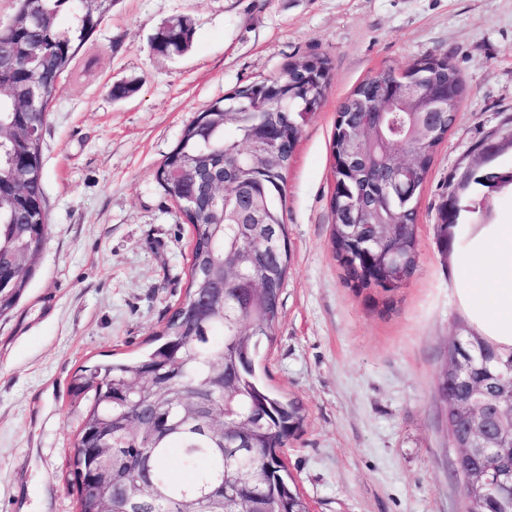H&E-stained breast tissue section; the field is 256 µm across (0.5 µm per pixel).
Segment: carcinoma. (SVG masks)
I'll return each mask as SVG.
<instances>
[{
  "mask_svg": "<svg viewBox=\"0 0 512 512\" xmlns=\"http://www.w3.org/2000/svg\"><path fill=\"white\" fill-rule=\"evenodd\" d=\"M28 12L36 20L28 30L15 21ZM104 6L82 0H17L13 20L0 25V85L9 95L0 97V179L21 174L30 196L22 209L6 191L0 190V258L16 251H32L46 244L47 213L43 189V131L48 109L57 94V78L72 70L82 46L105 20ZM193 27L184 17L162 24L151 42L153 52L179 56L191 47ZM407 76L435 74L448 84L463 82L448 56L424 54L406 70ZM332 79L330 62L316 58L300 69L287 63L279 75L245 86L211 103L189 122L177 146L160 164L156 177L165 194L174 201L187 192L188 172L212 157L224 159L232 170L233 199L226 208L200 205L184 213L192 229V252L185 298L164 319L154 346L127 362L86 366L74 377L73 393L93 392L72 454V470L78 486V512H99L104 496L112 506L122 505L127 488H143L136 498L137 512H210V499L234 483L237 496L222 505L223 512H309V506L280 455L303 426L305 414L295 399L282 397L266 386L259 373L260 346L271 341L281 313V295L288 276V228L284 213L286 175L299 141L298 129L318 110ZM373 79L362 81L342 102L340 111L348 121L335 126L331 141L332 174L335 181L331 206L334 223L331 246L345 272V281L360 293L378 285L384 304L406 285L418 270L417 199L427 180L434 148L415 133L407 139L410 167L399 189L386 190L379 177L382 167L396 159L395 142L402 139L384 129H372L374 113L358 110V99L375 100L379 89ZM35 92L37 108L30 112L33 133L23 141L8 137L13 110ZM369 128L363 163L347 161L342 142L356 130ZM270 135L280 145V155L269 168L255 167L243 157L254 139ZM468 178L443 196L438 209L441 242L448 247V225L458 223L469 200ZM372 199L376 215L369 224H346L343 210L358 197ZM274 224L276 244L253 240L249 224ZM380 240L400 253L396 265L377 258ZM0 317L20 302L32 273H20L1 265ZM267 277L266 287L248 286L254 278ZM251 327L252 335H242ZM483 360L476 362L459 381L438 380L440 399L448 422V437L460 431L447 410L448 396L468 399L472 389L495 402L512 388V349L505 352L485 341ZM224 363V384H214L212 368ZM149 404L163 425L153 420L133 423L129 408ZM122 449L115 464L112 484L99 478L96 448L102 443ZM148 456L152 469L143 473L138 460ZM176 459L187 473L172 475L168 461ZM463 512H500L499 500L489 496L473 501L478 481L462 469Z\"/></svg>",
  "mask_w": 512,
  "mask_h": 512,
  "instance_id": "1",
  "label": "carcinoma"
}]
</instances>
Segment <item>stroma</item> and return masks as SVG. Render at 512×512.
Segmentation results:
<instances>
[{"label": "stroma", "instance_id": "obj_1", "mask_svg": "<svg viewBox=\"0 0 512 512\" xmlns=\"http://www.w3.org/2000/svg\"><path fill=\"white\" fill-rule=\"evenodd\" d=\"M174 16L195 33L171 59L151 38ZM430 52L448 55L467 93L418 199V270L375 305L346 285L331 247L336 112L367 77ZM312 57L330 61L332 84L288 170L291 259L261 361L305 411L283 456L310 512H462L436 383L465 317L437 208L478 147L496 145L489 168L512 166V0H116L48 111L47 241L0 318V512H77L70 448L87 403L72 379L139 357L184 298L191 227L156 180L184 126ZM125 81L138 91L114 99Z\"/></svg>", "mask_w": 512, "mask_h": 512}]
</instances>
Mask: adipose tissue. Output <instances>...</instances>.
<instances>
[{"instance_id":"obj_1","label":"adipose tissue","mask_w":512,"mask_h":512,"mask_svg":"<svg viewBox=\"0 0 512 512\" xmlns=\"http://www.w3.org/2000/svg\"><path fill=\"white\" fill-rule=\"evenodd\" d=\"M448 234L465 318L490 343L512 348V224H455Z\"/></svg>"}]
</instances>
